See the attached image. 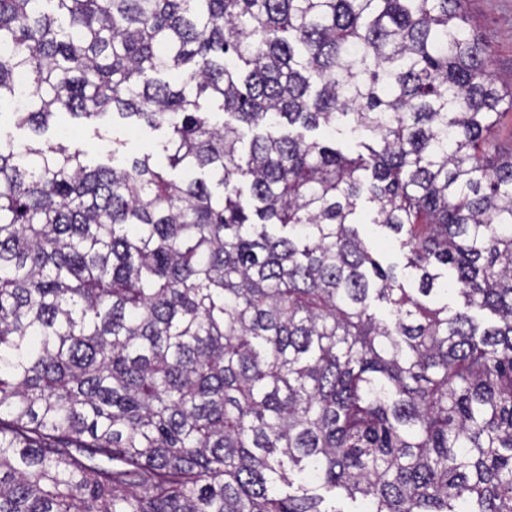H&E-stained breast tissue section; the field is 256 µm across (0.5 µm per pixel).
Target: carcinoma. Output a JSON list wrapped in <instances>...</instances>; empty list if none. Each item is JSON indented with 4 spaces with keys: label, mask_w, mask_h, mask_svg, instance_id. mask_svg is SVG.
Here are the masks:
<instances>
[{
    "label": "carcinoma",
    "mask_w": 512,
    "mask_h": 512,
    "mask_svg": "<svg viewBox=\"0 0 512 512\" xmlns=\"http://www.w3.org/2000/svg\"><path fill=\"white\" fill-rule=\"evenodd\" d=\"M504 104L464 0H0V115L168 129L0 144V512H512ZM504 112L508 113L492 131L491 138L499 150L512 152V111L505 109ZM63 129L72 131L73 138H64ZM167 128L152 129L146 125L132 126L129 120L120 119L101 123L62 118L58 124H52L47 131L36 134L27 126H19L13 120L4 119L0 124V140L3 143L20 145L34 141L69 143L72 139L84 145L88 150V161L96 164L109 163L112 151L117 161L127 155L136 154L160 145L167 135ZM361 236L375 252L376 258L383 264L397 263L401 267L404 263L402 253L392 236L376 224H360Z\"/></svg>",
    "instance_id": "1"
}]
</instances>
